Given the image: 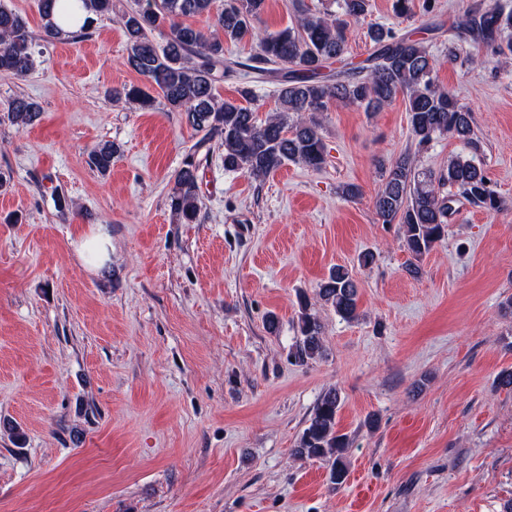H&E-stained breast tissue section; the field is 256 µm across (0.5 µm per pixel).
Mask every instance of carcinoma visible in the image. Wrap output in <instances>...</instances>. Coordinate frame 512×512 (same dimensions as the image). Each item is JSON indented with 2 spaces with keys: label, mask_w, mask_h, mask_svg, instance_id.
<instances>
[{
  "label": "carcinoma",
  "mask_w": 512,
  "mask_h": 512,
  "mask_svg": "<svg viewBox=\"0 0 512 512\" xmlns=\"http://www.w3.org/2000/svg\"><path fill=\"white\" fill-rule=\"evenodd\" d=\"M266 0H224L217 13V29L205 33L184 19L210 13L215 0H134L121 15L128 43L130 66L143 78V85L116 89L112 97L134 102L143 110L162 98L172 112L184 115L196 130L220 136L224 146V169H244L256 179L265 178L291 161L318 171L326 161V146L316 115L326 112L333 101H345L376 112L402 94L410 116V135L418 147L447 135L470 149L455 155L436 173L415 172L410 155L404 153L385 170L384 182L375 196L374 207L384 224L396 223L407 250L416 258L429 253L447 233L448 217L459 199L498 212L504 201L493 189L482 164L477 161L480 145L475 137L469 108L441 88L434 77L436 60L424 42L409 34L374 29L369 37L375 50L360 67L324 73L326 65L340 60L345 52L347 19L358 20L370 8V0H339L341 17L299 11L296 24L269 34L257 57L258 79L277 82L280 111L258 119L250 106L256 96L249 86L238 90L239 98L222 99L216 85L231 75V62L224 59V44L240 42L252 34ZM112 0H39L45 37L63 33L55 15L76 22V10L84 18L78 29L68 33L83 38L97 18L112 13ZM165 38L156 46L153 34ZM512 10L491 5L461 23L457 36L468 37L495 54L512 52ZM34 66L33 39L26 20L0 5V72L15 78L27 77ZM8 118L27 126L41 115V107L17 97L7 109ZM118 147L103 143L94 148L87 164L104 175L112 167ZM171 207L178 221L193 224L199 215L198 166L189 161L174 178ZM320 298L336 314L351 320L357 316V285L342 266L330 270L320 284ZM300 338L292 357L307 365L322 354L321 325L301 305ZM340 397L336 390L324 393L303 429L295 453L322 459L330 464V479L336 485L347 478L344 455L347 435L336 429Z\"/></svg>",
  "instance_id": "1"
}]
</instances>
